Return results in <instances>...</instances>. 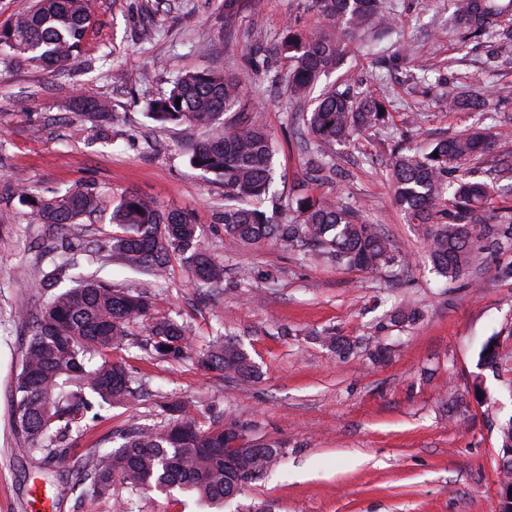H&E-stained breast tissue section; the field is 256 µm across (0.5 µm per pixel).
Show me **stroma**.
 Here are the masks:
<instances>
[{
    "label": "stroma",
    "instance_id": "stroma-1",
    "mask_svg": "<svg viewBox=\"0 0 512 512\" xmlns=\"http://www.w3.org/2000/svg\"><path fill=\"white\" fill-rule=\"evenodd\" d=\"M225 0H93L91 28L77 62L55 71L15 67L0 57V512H204L192 496L134 494L114 484L108 498L73 489L65 468L23 455L14 444L11 391L32 331L19 310L36 311L48 297L38 268L49 267L54 240L28 221L14 190L23 180L32 198L90 189L99 209L75 232L112 234V210L128 194L188 213L204 246L224 265L221 286H200L179 256L157 280L120 262L99 267L79 252L84 271H101L113 287L147 293L152 312L189 331L193 349L216 330L232 337L259 376L243 384L201 370L193 358H154L144 323L130 325L111 352L137 377L142 400L106 411L75 437L77 455L112 447L106 435L132 424H164L163 405L193 407L202 425L236 426L242 444L279 441L288 456L246 485L238 503L252 512H499V420L512 415V249L473 252L462 276H439L425 227L396 206L390 178L395 147L428 151L452 134L483 131L494 149L458 162L459 173L499 183L497 161L512 157V64L494 63L493 37L453 29L458 0H386L388 26L347 40L339 67L322 75L314 94L339 88L354 98L382 99L386 126L327 147L328 179L306 176V132L299 104L271 83L285 73L281 44L289 30L315 33L322 19L311 0H263L260 15L242 12L224 27ZM235 74L243 85L228 123L260 118L274 144V188L281 219H292L297 193L337 197L389 242L397 264L362 270L309 262L283 243L241 244L217 214L224 186L188 163L190 147L209 128L163 125L146 104L169 91L177 74ZM147 71L131 85L119 71ZM480 90L482 111L448 108L451 94ZM112 104L110 143L94 138L91 117L76 96ZM415 310L413 323L397 312ZM332 334L350 350L333 352ZM498 336V370L480 368L478 352Z\"/></svg>",
    "mask_w": 512,
    "mask_h": 512
}]
</instances>
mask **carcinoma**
I'll return each instance as SVG.
<instances>
[{
	"label": "carcinoma",
	"mask_w": 512,
	"mask_h": 512,
	"mask_svg": "<svg viewBox=\"0 0 512 512\" xmlns=\"http://www.w3.org/2000/svg\"><path fill=\"white\" fill-rule=\"evenodd\" d=\"M312 3L323 26L311 36L288 33L283 43L288 70L282 81L290 95L310 100L304 119L314 139L309 180L320 182L328 166L319 146L345 142L379 126L388 119V112L373 97L357 100L347 91L332 89L311 100L310 92L323 74L340 65L344 39L380 25L386 15L382 0ZM260 7L261 0H227L224 26L232 27L243 10L255 13ZM509 15L512 0H460L452 23L458 29L494 34L509 42L512 32L499 30L501 19ZM90 25V0H35L31 10L0 30V51L13 52L21 64L57 71L77 61ZM241 92L232 74L193 72L178 76L167 95L147 105L158 122H189L214 129L208 141L191 150L188 161L214 175L233 200L217 214L225 234L248 245L279 240L305 255L348 267L393 265L388 240L333 199L298 197L297 216L289 223L267 215L263 206L276 197L271 134L257 120L237 125L223 119L239 103ZM482 105L481 96H448L450 110ZM75 107L101 117L109 111L107 101L82 95L75 99ZM492 139L480 132L451 136L437 141L427 153L399 151L391 163L395 204L411 223L430 225L427 250L437 273L447 279L461 275L479 243L485 250L512 248V216L488 236L476 232V225L484 223L488 186L466 177L448 181L459 159L487 153ZM29 206L30 219L48 225L64 242L71 225L98 209L99 198L88 189H67ZM112 223L117 230L109 239L102 244L89 240L85 247L105 248L127 267L157 278L167 272L170 258L178 255L201 282H223L224 265L203 247L200 226L187 214L162 210L148 199L130 195L113 210ZM139 321L145 323L149 346L158 358L178 360L191 349L185 326L152 315L148 296L116 289L94 276L78 275L73 286L43 306L33 321L12 386V432L25 456L63 459L85 421H99L106 408L137 397L135 380L124 366L112 361L109 351L128 336L129 325ZM198 360L206 370L241 383L256 377L248 353L222 333L199 353ZM479 362L493 370L500 366L499 337L486 340ZM165 412L168 418L163 426L131 425L121 431L118 447L82 462L75 471L74 486L101 497L112 496L116 479L133 493L177 488L196 496L207 508L223 512L238 480L255 481L288 455L282 442H268L262 454L253 455L237 444L239 434L224 431L219 420L201 427L180 401L166 405ZM498 433V456L512 458V416L499 424Z\"/></svg>",
	"instance_id": "carcinoma-1"
}]
</instances>
